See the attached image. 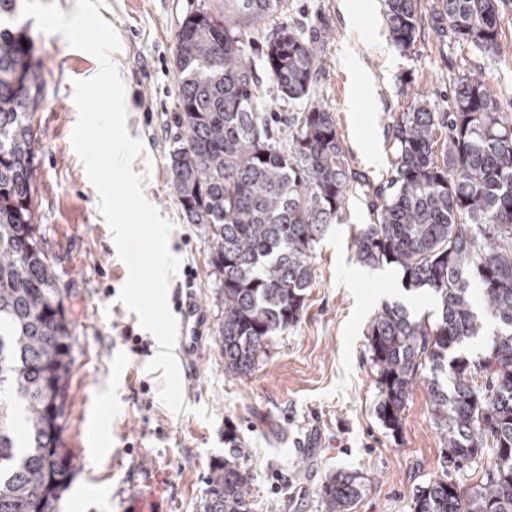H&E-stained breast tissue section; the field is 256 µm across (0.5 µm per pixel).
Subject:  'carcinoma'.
I'll list each match as a JSON object with an SVG mask.
<instances>
[{
    "mask_svg": "<svg viewBox=\"0 0 512 512\" xmlns=\"http://www.w3.org/2000/svg\"><path fill=\"white\" fill-rule=\"evenodd\" d=\"M243 21L201 10L176 34L182 143L170 153L181 210L213 240L219 279L217 343L224 371L246 375L270 341L298 322L316 245L339 224L359 183L347 165L331 112L316 103L283 132L257 111L249 54L285 0H231ZM421 0H387L394 45L411 50ZM509 0H434L440 35L489 57L500 52L501 9ZM23 0H0V512H55L76 464L62 447L66 383L75 326L34 224L31 185L44 98V65L16 19ZM270 75L284 97L313 90L315 39L285 25L265 41ZM439 110L417 94L393 126L388 188L376 190L374 222L361 229L359 260L394 265L407 288L433 291L441 317L430 323L405 306L383 304L368 324L377 413L400 428L420 366L446 468L476 458L478 483L463 489L437 478L414 493V512H512V117L499 108L482 69L460 77ZM443 141H438L439 136ZM502 329L484 357L461 350L483 335L471 301ZM484 376V385L475 382ZM228 456L206 479L202 512H249L250 474ZM361 477L338 472L324 484L325 512H349Z\"/></svg>",
    "mask_w": 512,
    "mask_h": 512,
    "instance_id": "1",
    "label": "carcinoma"
}]
</instances>
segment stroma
I'll use <instances>...</instances> for the list:
<instances>
[{
    "label": "stroma",
    "instance_id": "stroma-1",
    "mask_svg": "<svg viewBox=\"0 0 512 512\" xmlns=\"http://www.w3.org/2000/svg\"><path fill=\"white\" fill-rule=\"evenodd\" d=\"M203 8L225 11L224 0H107L99 10L121 42L111 58L124 83L128 133L145 146L132 169L144 173L146 198L174 225L169 248L181 263L169 308L178 312L190 294L204 318L194 368L181 377L189 410L180 414L160 401V374L147 369L159 350L155 337L118 300L128 269L71 142L78 118L73 83L98 62L63 35L30 28L46 68L45 96L33 117L35 222L76 326L62 433L76 470L58 512H133L138 503L154 512H201L209 465L223 458L230 429L252 477L251 512H325L322 487L339 471L364 478L351 512H414L416 489L445 474L463 487L475 485L478 463L443 469L444 446L422 383L413 386L400 432L377 416L366 336L374 310L399 302L433 321L440 310L430 290H408L394 267L358 261L355 239L373 220L374 186L392 176V125L416 93L444 105L458 77L480 67L512 115V10L500 19L501 52L490 61L440 37L428 20L412 52L399 51L385 0H286L273 23L324 38L313 99L329 108L347 162L366 183L348 196L342 223L329 225L316 249L299 321L271 341L249 375L237 377L225 373L216 341L213 245L201 225L187 223L169 172V153L183 135L175 119L176 34ZM351 46L361 50L359 65L345 57ZM250 64L259 111L279 121L305 109L304 101L278 95L261 50L251 52ZM197 407L213 414V423L194 415Z\"/></svg>",
    "mask_w": 512,
    "mask_h": 512
}]
</instances>
